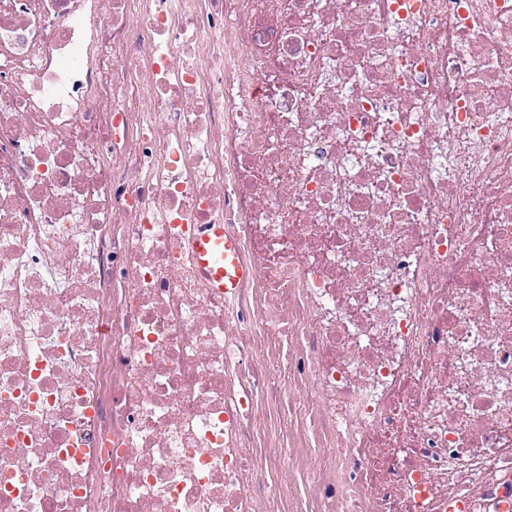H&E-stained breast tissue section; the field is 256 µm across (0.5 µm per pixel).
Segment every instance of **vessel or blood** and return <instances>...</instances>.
Listing matches in <instances>:
<instances>
[{
	"label": "vessel or blood",
	"mask_w": 512,
	"mask_h": 512,
	"mask_svg": "<svg viewBox=\"0 0 512 512\" xmlns=\"http://www.w3.org/2000/svg\"><path fill=\"white\" fill-rule=\"evenodd\" d=\"M192 250L200 271L224 294L236 292L250 275L240 260L237 242L225 236L223 225H201L192 236Z\"/></svg>",
	"instance_id": "1"
}]
</instances>
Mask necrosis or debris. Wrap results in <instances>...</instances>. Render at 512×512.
Returning <instances> with one entry per match:
<instances>
[{
	"instance_id": "obj_1",
	"label": "necrosis or debris",
	"mask_w": 512,
	"mask_h": 512,
	"mask_svg": "<svg viewBox=\"0 0 512 512\" xmlns=\"http://www.w3.org/2000/svg\"><path fill=\"white\" fill-rule=\"evenodd\" d=\"M448 502L512 512V0H0V512ZM192 250L200 271L224 296L236 292L250 275L240 260L237 242L224 235L223 225H201L192 236Z\"/></svg>"
}]
</instances>
